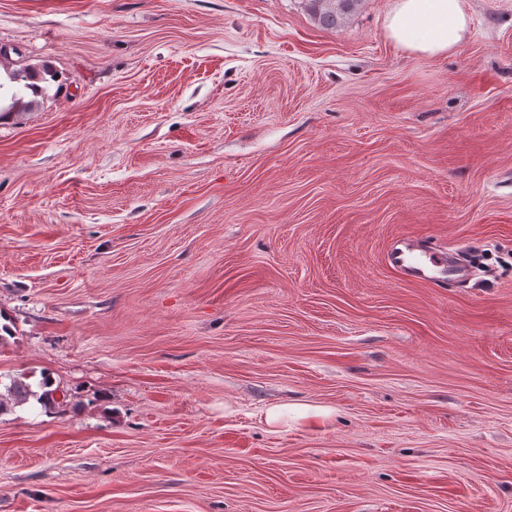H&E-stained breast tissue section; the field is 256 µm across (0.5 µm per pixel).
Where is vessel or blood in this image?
Segmentation results:
<instances>
[{"label": "vessel or blood", "mask_w": 512, "mask_h": 512, "mask_svg": "<svg viewBox=\"0 0 512 512\" xmlns=\"http://www.w3.org/2000/svg\"><path fill=\"white\" fill-rule=\"evenodd\" d=\"M389 265L404 276L439 283L447 278H464L463 270L449 266L445 252L428 249L416 241L401 239L388 254Z\"/></svg>", "instance_id": "obj_1"}]
</instances>
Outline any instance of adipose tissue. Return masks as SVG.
<instances>
[{
	"mask_svg": "<svg viewBox=\"0 0 512 512\" xmlns=\"http://www.w3.org/2000/svg\"><path fill=\"white\" fill-rule=\"evenodd\" d=\"M470 33L464 0H394L386 34L403 50L427 56L448 54Z\"/></svg>",
	"mask_w": 512,
	"mask_h": 512,
	"instance_id": "adipose-tissue-1",
	"label": "adipose tissue"
}]
</instances>
